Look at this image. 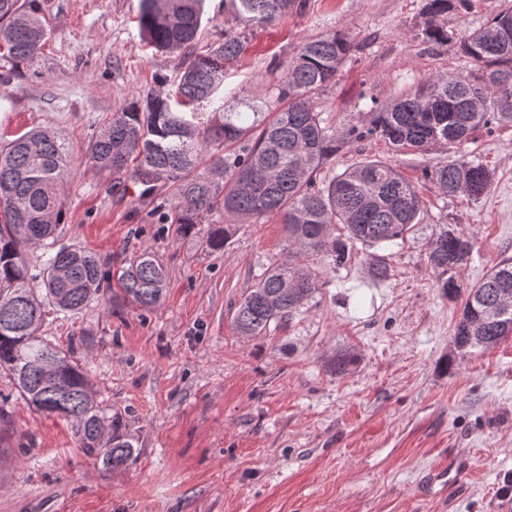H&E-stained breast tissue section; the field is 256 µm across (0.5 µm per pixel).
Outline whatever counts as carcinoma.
<instances>
[{
    "label": "carcinoma",
    "instance_id": "carcinoma-1",
    "mask_svg": "<svg viewBox=\"0 0 512 512\" xmlns=\"http://www.w3.org/2000/svg\"><path fill=\"white\" fill-rule=\"evenodd\" d=\"M205 0H139L140 33L158 51H184L175 95L147 93L112 115L89 141L85 156L98 170L127 174L155 198L163 224L191 231L214 211L228 222L282 217L288 259L269 269L243 298L235 330L257 336L270 323L297 311L319 287L300 258L329 254L340 262L336 229L378 246L402 237L417 223L419 196L388 162L368 160L347 168L327 184L317 172L336 154V129L323 124L312 95L336 81L352 50L334 33L301 43L270 99L226 105L219 98L224 63L242 54L245 33L195 53ZM248 25L271 22L295 0H233ZM470 0H427L424 40L448 42L442 18L467 10ZM512 10L504 9L461 41L476 70L466 75L425 78L413 91L374 113L371 127H352L345 139L377 135L393 149L448 146V160L432 180L444 196L479 198L490 171L458 149L474 132L496 120L512 123V93L501 79L512 76ZM48 40L40 0H0V50L14 64L31 63ZM214 107L202 122L199 109ZM69 152L52 133L34 129L0 150V370L9 371L35 410L78 423L81 447L120 468L132 456L114 421L103 416L89 394L85 367L42 336L46 309L75 315L111 289L117 276L125 294L145 309L156 306L166 287L164 267L149 252L110 273L77 246L58 243L64 223L61 188L69 174ZM229 228L210 229L206 247L224 248ZM469 254L460 234L443 230L431 243V261L447 274ZM512 335V262L499 263L468 289L455 343L462 349L491 350Z\"/></svg>",
    "mask_w": 512,
    "mask_h": 512
}]
</instances>
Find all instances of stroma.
Segmentation results:
<instances>
[{
	"instance_id": "1",
	"label": "stroma",
	"mask_w": 512,
	"mask_h": 512,
	"mask_svg": "<svg viewBox=\"0 0 512 512\" xmlns=\"http://www.w3.org/2000/svg\"><path fill=\"white\" fill-rule=\"evenodd\" d=\"M245 26L228 0H206L197 51L230 31L247 48L224 65L226 104L270 96L301 42L331 32L353 49L335 83L312 98L325 123L369 127L434 74L467 73L461 41L512 0H471L445 17L449 41L422 35L426 0H298ZM50 35L34 62L0 85V148L32 128L55 132L72 157L62 189L61 241L119 267L150 251L163 265L160 303L141 308L120 284L74 316L47 313L43 331L85 365L96 405L119 423L132 456L118 470L79 446L73 425L29 407L0 370V512H505L512 477V337L461 350L454 328L465 291L512 262V124L479 129L460 148L492 174L480 198L440 195L428 173L444 147L393 150L376 135L342 144L326 182L364 160L391 163L415 187L421 213L403 238L376 247L344 240L343 261L308 257L319 286L258 336L233 325L245 295L286 258L281 218L235 224L206 248L212 212L190 232L159 223L156 202L127 176L94 169L85 147L147 90L173 91L179 52L138 31L139 0H40ZM469 256L441 288L430 243L442 228ZM386 267L376 280L377 267ZM356 362L333 368L338 353ZM462 456L455 482L432 481Z\"/></svg>"
}]
</instances>
